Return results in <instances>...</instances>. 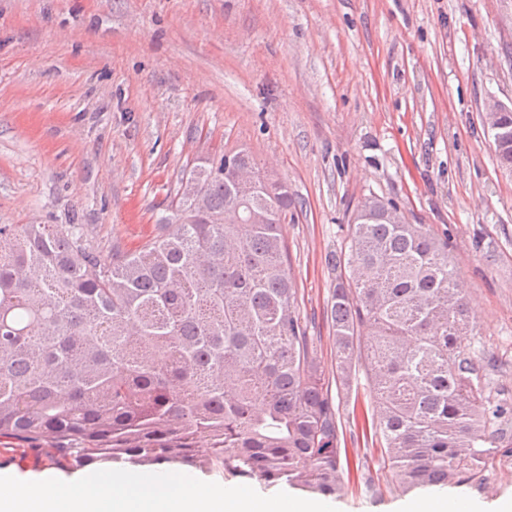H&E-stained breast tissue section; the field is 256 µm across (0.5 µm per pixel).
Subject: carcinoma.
<instances>
[{
    "instance_id": "1",
    "label": "carcinoma",
    "mask_w": 512,
    "mask_h": 512,
    "mask_svg": "<svg viewBox=\"0 0 512 512\" xmlns=\"http://www.w3.org/2000/svg\"><path fill=\"white\" fill-rule=\"evenodd\" d=\"M245 149L185 169L140 248L103 258L80 224H0V442L47 441L67 465L166 463L336 494L338 412L295 311L283 187L238 209ZM366 199L349 277L330 299L339 378L368 364L374 452L406 491L484 484L512 401L493 400L471 352L448 243L391 224Z\"/></svg>"
}]
</instances>
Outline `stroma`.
<instances>
[{
	"instance_id": "stroma-1",
	"label": "stroma",
	"mask_w": 512,
	"mask_h": 512,
	"mask_svg": "<svg viewBox=\"0 0 512 512\" xmlns=\"http://www.w3.org/2000/svg\"><path fill=\"white\" fill-rule=\"evenodd\" d=\"M512 102V0H0V224H82L100 256L157 232L188 164L245 148L296 198L282 224L359 474L338 512L406 494L368 450L366 363L338 377L327 302L375 197L447 241L493 398L512 397V173L484 126ZM0 471L73 475L46 442Z\"/></svg>"
}]
</instances>
